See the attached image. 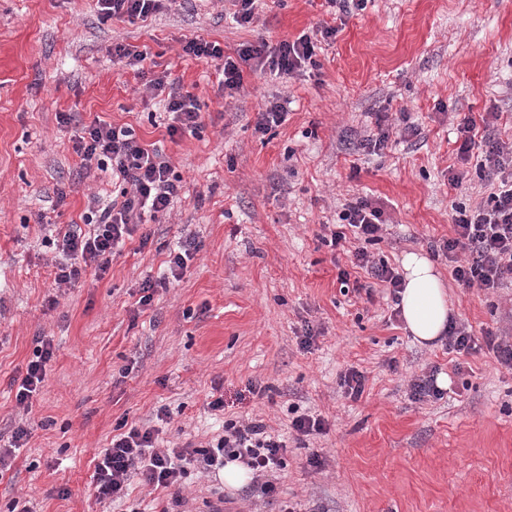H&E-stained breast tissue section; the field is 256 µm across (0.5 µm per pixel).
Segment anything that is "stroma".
Here are the masks:
<instances>
[{
	"mask_svg": "<svg viewBox=\"0 0 512 512\" xmlns=\"http://www.w3.org/2000/svg\"><path fill=\"white\" fill-rule=\"evenodd\" d=\"M332 21L328 0H259L245 25L225 0H165L133 24L102 19L96 0H0V439L28 430L0 472V512H163L171 490L136 480L119 502L95 493L96 455L121 425L158 427L163 449L247 418L288 442L276 498L194 474L178 512H210L220 493L235 512H512V371L482 344L512 329V283L463 287L436 257L457 323L480 344L468 355L428 350L388 290L322 241L346 203L368 198L387 224L366 250L396 269L406 252L452 236V205L486 199L473 174L483 147L463 161L456 138L467 119L486 118L512 143V0H368L335 40L318 42L317 70L285 84L251 73L231 97L217 96L214 64L181 51L200 36L231 55ZM116 43L149 51L198 96V137L169 138L164 102L113 61ZM271 98L285 101L286 120L261 134ZM379 112L393 126L387 148L360 149ZM97 116L160 146L182 188L104 278L60 286L52 237L78 221L88 195L108 200L114 189L111 172L83 171L74 151L78 121ZM452 168L471 180L451 187ZM190 233L201 248L180 280L140 305L142 282L166 274ZM308 324L318 336L307 350ZM39 336L56 356L23 407L11 380ZM351 369L366 377L356 400L342 385ZM433 371L449 379L443 397L414 399L412 383ZM215 389L220 412L208 406ZM299 413L324 418L326 433L297 440ZM315 454L321 467L309 464Z\"/></svg>",
	"mask_w": 512,
	"mask_h": 512,
	"instance_id": "1",
	"label": "stroma"
}]
</instances>
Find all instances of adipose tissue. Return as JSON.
<instances>
[{
    "label": "adipose tissue",
    "instance_id": "1",
    "mask_svg": "<svg viewBox=\"0 0 512 512\" xmlns=\"http://www.w3.org/2000/svg\"><path fill=\"white\" fill-rule=\"evenodd\" d=\"M403 289L398 307L413 341L431 347L445 337L453 309L444 280L423 253H406L401 261Z\"/></svg>",
    "mask_w": 512,
    "mask_h": 512
}]
</instances>
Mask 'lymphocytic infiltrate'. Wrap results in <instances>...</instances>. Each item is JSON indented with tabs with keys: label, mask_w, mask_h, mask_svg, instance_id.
Returning a JSON list of instances; mask_svg holds the SVG:
<instances>
[{
	"label": "lymphocytic infiltrate",
	"mask_w": 512,
	"mask_h": 512,
	"mask_svg": "<svg viewBox=\"0 0 512 512\" xmlns=\"http://www.w3.org/2000/svg\"><path fill=\"white\" fill-rule=\"evenodd\" d=\"M337 26L323 25L318 36L304 33L295 40L272 45L266 39L240 45L229 56L216 41L190 38L182 43L184 56L214 63L219 95H234L244 88V69L267 71L287 81L308 66L314 65L317 40L334 39ZM113 57L123 60L139 76L149 79L150 87L165 96V107L172 121L167 134L176 139L196 135L202 124L201 104L185 91L181 80L168 73L149 75L146 64L149 52L116 43ZM75 150L83 168L111 171L117 178L118 193L110 201L91 197L80 223L70 224L58 233L55 246L59 258L55 264V280L60 284L77 281L94 269L104 276L112 256L131 236L143 219L157 220L169 208L181 190V176L159 149L146 148L130 127L118 126L101 118L81 126ZM453 235L441 247L443 255L453 262V277L467 288L484 290L512 281V183H500L489 193L486 202L476 207L457 205L453 208ZM344 228L333 230L329 244L340 247L347 234L373 242L380 240L385 224L384 211L370 200L359 199L348 204L340 214ZM199 250L195 236H187L167 260L169 274L158 280H145L141 285L140 305H150L157 289L168 287L179 279L188 261ZM54 358L49 340L37 338L34 357L24 375L15 377L16 400L27 405L46 375V367ZM158 431L133 426L113 437L102 449L95 469L96 494L99 498L121 499L131 480L155 488H181L192 472L210 473L227 463L240 460L252 472V480L263 495L271 497L276 485L271 476L283 465L288 451L286 441L269 434L263 422L228 420L224 433L198 445L192 442L176 448H156Z\"/></svg>",
	"instance_id": "lymphocytic-infiltrate-1"
}]
</instances>
